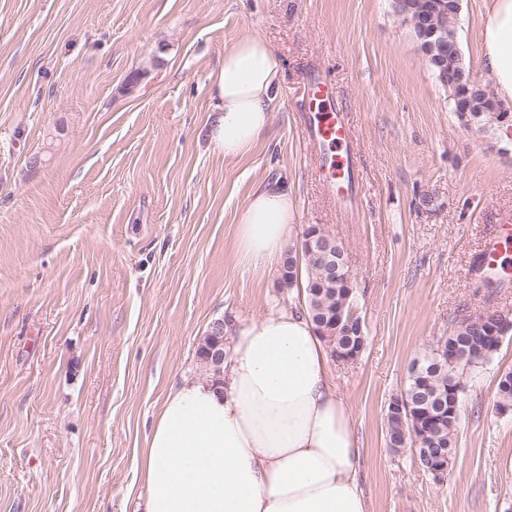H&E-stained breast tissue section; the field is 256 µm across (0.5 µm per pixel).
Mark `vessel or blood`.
<instances>
[{"label": "vessel or blood", "instance_id": "obj_1", "mask_svg": "<svg viewBox=\"0 0 512 512\" xmlns=\"http://www.w3.org/2000/svg\"><path fill=\"white\" fill-rule=\"evenodd\" d=\"M334 95L333 87L325 81L310 83L306 90V106L312 114L309 134L323 151V163L332 178L354 181L355 170L350 159L351 130L337 113L328 108ZM512 249V214L493 225L477 258L479 269H495L504 251Z\"/></svg>", "mask_w": 512, "mask_h": 512}]
</instances>
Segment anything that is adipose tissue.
I'll list each match as a JSON object with an SVG mask.
<instances>
[{"label":"adipose tissue","instance_id":"adipose-tissue-1","mask_svg":"<svg viewBox=\"0 0 512 512\" xmlns=\"http://www.w3.org/2000/svg\"><path fill=\"white\" fill-rule=\"evenodd\" d=\"M481 52L498 98L512 105V0H492ZM283 71L259 35L225 50L209 129L225 157L249 153L269 132ZM294 220L281 185L253 191L238 218V264L269 273ZM329 357L301 312L239 326L219 381L187 378L165 396L138 463L146 512H370L352 411Z\"/></svg>","mask_w":512,"mask_h":512}]
</instances>
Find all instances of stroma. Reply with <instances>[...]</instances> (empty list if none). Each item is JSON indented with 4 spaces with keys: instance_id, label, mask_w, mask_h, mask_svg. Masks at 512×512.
I'll use <instances>...</instances> for the list:
<instances>
[{
    "instance_id": "obj_1",
    "label": "stroma",
    "mask_w": 512,
    "mask_h": 512,
    "mask_svg": "<svg viewBox=\"0 0 512 512\" xmlns=\"http://www.w3.org/2000/svg\"><path fill=\"white\" fill-rule=\"evenodd\" d=\"M483 14L462 0L480 78ZM243 33L285 78L270 136L230 160L210 140V83ZM319 76L353 131L349 187L328 184L306 135ZM275 180L292 241L319 226L350 261L366 344L331 367L373 512H512V411L494 407L512 337L466 381L443 480L385 445L427 344L487 307L512 319V277L474 272L512 213V138L452 112L393 0H0V512H144L137 461L168 391L202 376L210 324L302 303L235 261L239 213Z\"/></svg>"
}]
</instances>
